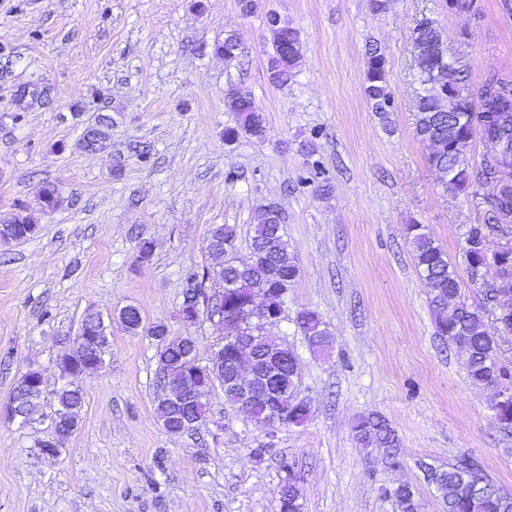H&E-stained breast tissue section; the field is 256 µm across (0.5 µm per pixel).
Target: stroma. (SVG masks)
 Instances as JSON below:
<instances>
[{"instance_id": "35a3bbf8", "label": "stroma", "mask_w": 512, "mask_h": 512, "mask_svg": "<svg viewBox=\"0 0 512 512\" xmlns=\"http://www.w3.org/2000/svg\"><path fill=\"white\" fill-rule=\"evenodd\" d=\"M298 29L302 57L286 86L270 84L269 15ZM437 21L464 93L479 100L493 76L512 80V0H0V219L34 216L39 231L0 244V512H279L277 487L293 477L302 512H398L381 488L410 485L423 512H445L421 464L463 453L512 493V431L496 421L494 387L473 384L464 360L436 334L428 288L405 227L424 225L448 253L462 296L495 313L485 291L495 264L472 269L465 232L487 223L495 190L478 180L445 189L414 132V31ZM235 35L234 59L214 46ZM387 61L391 106L380 118L364 93L366 52ZM266 116L267 137L224 140L238 116L228 90ZM108 117L104 149L83 135ZM313 143V153L301 146ZM62 205L40 213L37 191ZM283 213L300 274L285 318L268 328L300 362V426L264 427L209 397L206 427L167 434L157 416V344L144 326L195 337L207 361L224 333L207 316L178 318L183 276L210 265L206 236L236 229L246 253L259 206ZM153 251L140 258V240ZM320 314L333 339L312 352L294 325ZM111 332L102 367L82 381L80 424L57 456L38 440L53 427L60 358L87 311ZM40 370L45 399L33 423L11 419L10 392ZM380 415L395 431V464L363 447L354 425ZM119 319L125 330L133 335H139L140 332L144 331L148 336H169L165 324L159 323L145 328L142 325L140 311L134 306L130 305L120 310Z\"/></svg>"}]
</instances>
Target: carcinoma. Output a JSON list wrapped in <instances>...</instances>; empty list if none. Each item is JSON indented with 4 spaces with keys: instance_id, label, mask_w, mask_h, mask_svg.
Instances as JSON below:
<instances>
[{
    "instance_id": "carcinoma-1",
    "label": "carcinoma",
    "mask_w": 512,
    "mask_h": 512,
    "mask_svg": "<svg viewBox=\"0 0 512 512\" xmlns=\"http://www.w3.org/2000/svg\"><path fill=\"white\" fill-rule=\"evenodd\" d=\"M272 52L267 60L271 83L282 86L295 76L302 54L299 31L288 23L269 26ZM413 53L417 66L415 134L428 144L429 167L444 179L446 190L461 193L468 190L476 176L465 164L475 128H481L490 154L481 176L499 184L494 197L491 220L495 224L512 223V184L505 180L512 170V84L492 79L485 86L481 111H474L470 101L461 99L454 111L441 107V101L465 80L463 71L448 59L441 31L432 19L422 20L416 27ZM364 93L373 101V108L387 118L390 93L387 91L385 57L378 48L368 51ZM226 106L239 117L238 126L224 130V140L232 142L244 134L262 140L266 138V117L250 98L229 94ZM40 210L54 211L60 205L57 188L44 184L38 192ZM249 252L235 253V229L228 224H216L208 232L206 249L215 260L212 269L189 270L184 281L187 288H200L206 277L224 279V318L234 325L242 340L224 343V399L230 405L243 403L240 384L233 371L251 368L249 377L250 401L246 409L256 424L278 413L284 423L301 425L309 411L293 402L300 381V364L296 353L286 345H274L263 332V326L244 322L256 303H261L264 315L273 318L284 307L288 288L297 279L300 267L284 229L282 213L274 206L259 207ZM39 225L30 215L16 214L0 221V241H25L38 233ZM406 237L412 245L416 269L429 288V307L438 336L456 347L464 357L468 377L475 384L495 386L507 392L498 402L496 419L505 428H512V372L499 360V343L485 323L481 310L461 298L459 282L448 253L426 232L421 224H408ZM465 253L472 269L488 264L486 229L472 225L465 233ZM501 284L512 289V250L494 255ZM119 319L125 330L133 335L145 332L149 336H169L166 325L149 328L142 325L140 311L134 306L120 310ZM295 325L314 351H323L332 343L331 333L320 316L303 309L297 313ZM74 350L61 362L68 381L56 393L58 410L78 427L84 397L78 382L84 375L98 369L110 348L108 326L88 313L80 334L75 337ZM197 350L191 336H170V343L158 348L159 372L162 384L169 388L181 386L186 391L202 383L206 370L191 373L189 351ZM40 373L24 372L12 389L10 399L22 400L25 410L33 413L40 405L43 388L38 386ZM208 402L181 408L169 397L157 400L156 411L163 428L179 433L182 423L191 420L200 427L206 423ZM356 437L365 447L391 449L394 438L381 422L371 418L359 420ZM481 462L472 455H459L446 469L423 465L425 481L440 493L446 512H512V494L503 492L485 472ZM288 499L279 501L280 512H302L299 492L293 477L286 479ZM397 503L400 512H422V504L412 489L404 484L387 493Z\"/></svg>"
}]
</instances>
